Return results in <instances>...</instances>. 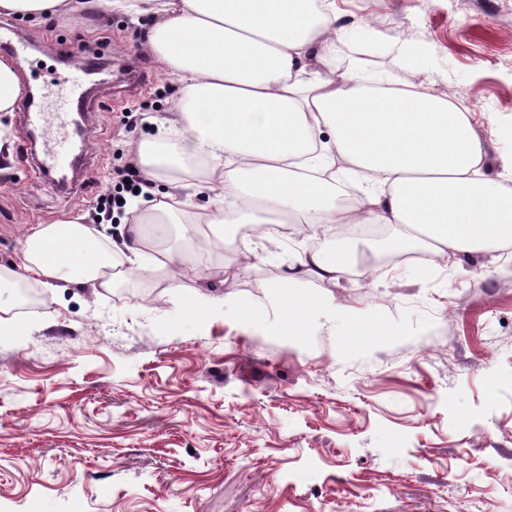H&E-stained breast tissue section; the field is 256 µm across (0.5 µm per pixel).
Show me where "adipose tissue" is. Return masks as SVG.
<instances>
[{"label": "adipose tissue", "instance_id": "obj_1", "mask_svg": "<svg viewBox=\"0 0 512 512\" xmlns=\"http://www.w3.org/2000/svg\"><path fill=\"white\" fill-rule=\"evenodd\" d=\"M140 45L180 85L167 116L149 117L156 137L130 144L147 182L122 242L105 248L83 217L41 224L24 236L19 269L0 287L54 281L109 289L138 270L147 279L194 276L212 263L211 241L162 247L166 224L223 230L265 213L288 224L399 226L439 255L512 243V159L499 177L483 171L486 145L469 109L426 82L397 84L329 52L345 33L333 0H162ZM375 185L349 193L338 174ZM196 184L209 202L183 198ZM154 263L141 264L147 247ZM356 259L339 247L297 262L337 280Z\"/></svg>", "mask_w": 512, "mask_h": 512}]
</instances>
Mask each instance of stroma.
I'll return each mask as SVG.
<instances>
[{
    "label": "stroma",
    "mask_w": 512,
    "mask_h": 512,
    "mask_svg": "<svg viewBox=\"0 0 512 512\" xmlns=\"http://www.w3.org/2000/svg\"><path fill=\"white\" fill-rule=\"evenodd\" d=\"M348 22L337 65L363 58L391 80L425 81L472 113L484 171L512 155V0H336ZM146 15L81 8L32 22L0 14L30 46L24 79L98 57L145 68V90L112 102L115 71L91 94L87 146L62 188L35 161L21 112L0 149V266L20 265L23 236L86 215L128 163L125 113H164L176 84L140 51ZM382 32L371 41L367 28ZM423 45L418 71L398 55ZM310 236L231 240L204 278L162 280L154 304L61 282L0 335V512H512V259H417L336 281L283 282ZM194 292L211 304L185 311ZM371 313L388 330L348 339L329 311L303 334L279 327L287 296ZM246 300L260 311L242 318Z\"/></svg>",
    "instance_id": "35a3bbf8"
}]
</instances>
